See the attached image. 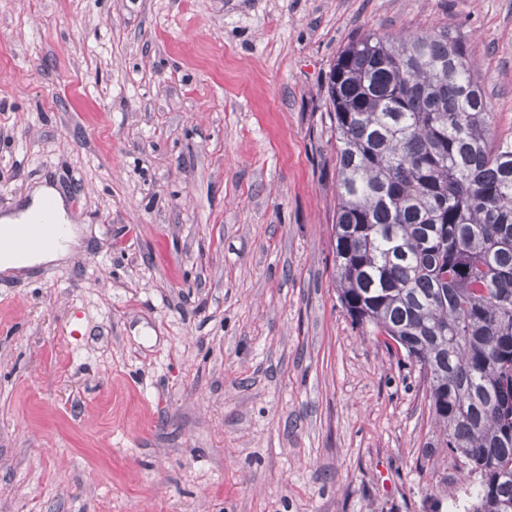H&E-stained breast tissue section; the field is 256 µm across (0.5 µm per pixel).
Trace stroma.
<instances>
[{"label":"stroma","mask_w":512,"mask_h":512,"mask_svg":"<svg viewBox=\"0 0 512 512\" xmlns=\"http://www.w3.org/2000/svg\"><path fill=\"white\" fill-rule=\"evenodd\" d=\"M434 26L512 140V0H0V213L47 183L82 234L0 272V512H462L334 283L329 70ZM60 225H66V227L54 247L32 253L29 256L5 252L0 261V270L15 273L18 270L33 268L42 264L47 265L65 259L71 249L79 245V232L72 224Z\"/></svg>","instance_id":"1"}]
</instances>
